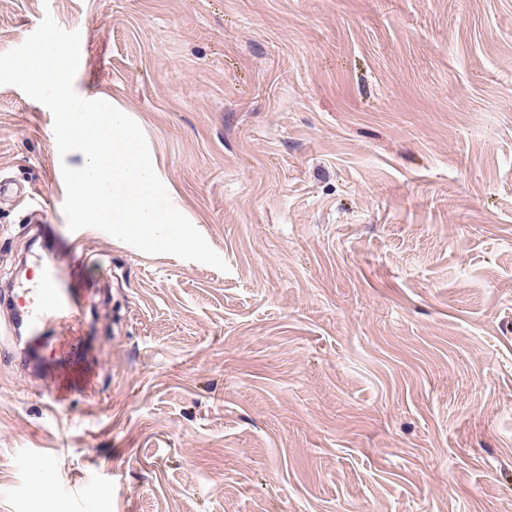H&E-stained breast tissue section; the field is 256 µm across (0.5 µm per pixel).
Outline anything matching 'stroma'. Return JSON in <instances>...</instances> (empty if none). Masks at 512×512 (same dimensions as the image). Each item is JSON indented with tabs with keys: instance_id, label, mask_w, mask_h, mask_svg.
Wrapping results in <instances>:
<instances>
[{
	"instance_id": "1",
	"label": "stroma",
	"mask_w": 512,
	"mask_h": 512,
	"mask_svg": "<svg viewBox=\"0 0 512 512\" xmlns=\"http://www.w3.org/2000/svg\"><path fill=\"white\" fill-rule=\"evenodd\" d=\"M47 13L228 269L93 234L53 413L0 304V512H512V0H0V53ZM53 122L0 85V290L69 275Z\"/></svg>"
}]
</instances>
